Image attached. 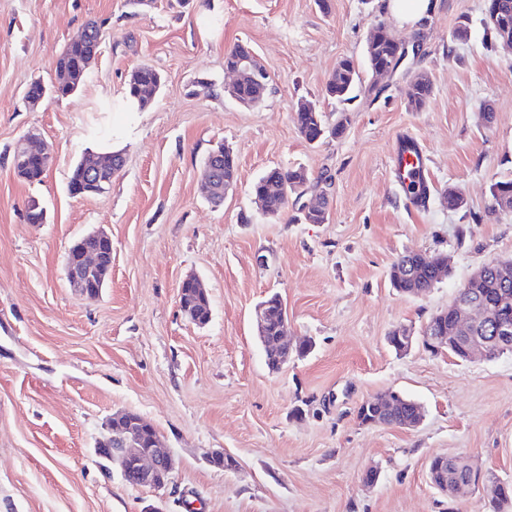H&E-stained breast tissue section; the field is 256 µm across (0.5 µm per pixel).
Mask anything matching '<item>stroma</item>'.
<instances>
[{
  "label": "stroma",
  "instance_id": "stroma-1",
  "mask_svg": "<svg viewBox=\"0 0 512 512\" xmlns=\"http://www.w3.org/2000/svg\"><path fill=\"white\" fill-rule=\"evenodd\" d=\"M432 2L410 26L387 0H329L326 12L315 0H0V512H481V491L452 499L431 484L430 458L448 454L512 483V355L462 362L418 340L403 354L387 343L398 326L421 331L478 268L512 257V210L489 191L512 178V49L485 35L487 0ZM91 20L104 40L84 83L28 104V85L51 77ZM380 21L420 50L377 81L365 37ZM239 43L269 75L250 108L224 91V54ZM345 57L361 82L343 103L325 88ZM143 64L163 74L159 96L138 112L112 108ZM421 76L433 92L415 112L406 103ZM306 100L328 122L346 114L345 133L308 143L293 122ZM29 135L52 153L36 184L11 165ZM404 140L427 158L421 205L395 176ZM219 142L237 156L238 182L216 207L199 182ZM111 150L124 158L111 185L70 195L73 166ZM273 167L311 178L276 218L250 195ZM451 187L466 207L442 202ZM322 195L326 222L306 223L303 201ZM34 201L45 223L27 222ZM97 230L112 239V271L83 299L66 255ZM409 252L446 254L449 277L397 292L389 271ZM191 273L211 300L202 327L178 308ZM272 292L291 340L313 342L277 371L252 319ZM392 391L423 406L420 425L361 424L359 406ZM119 411L156 426L173 459L163 489L128 485L97 454ZM216 450L232 468L210 462Z\"/></svg>",
  "mask_w": 512,
  "mask_h": 512
}]
</instances>
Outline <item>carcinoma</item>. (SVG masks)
Returning <instances> with one entry per match:
<instances>
[{
	"instance_id": "cac0c4a2",
	"label": "carcinoma",
	"mask_w": 512,
	"mask_h": 512,
	"mask_svg": "<svg viewBox=\"0 0 512 512\" xmlns=\"http://www.w3.org/2000/svg\"><path fill=\"white\" fill-rule=\"evenodd\" d=\"M85 40L82 42H69L57 58L54 74L49 82L35 81L26 91L25 99L29 102L41 98L47 94L57 97H67L75 93L83 84L89 68L90 61L97 54L101 40L100 26L95 21L85 25ZM366 58L369 69H378L397 66L398 48L389 32L377 25L372 26L366 37ZM360 82V74L354 61L343 58L336 64V70L328 82L327 90L331 97L343 102L351 99V95ZM164 85L162 73L149 65L137 68L135 75L128 78L124 90V96L120 106L125 110L136 108L142 110L148 107L157 98ZM268 87L254 80H248L237 88L236 97L244 103L258 105L266 96ZM432 92L431 82L417 80L412 84L409 92L408 106L413 110L423 108ZM297 129L302 137L309 143L319 141L326 136L340 137L346 130L348 118L342 113L332 125L326 123L323 112L310 101L299 103L293 116ZM218 148L208 153L204 160L203 171L209 174L211 196L209 201L220 204L224 201V179H236L237 161L235 156L224 158L215 156ZM309 182V176L305 169L274 167L263 172L251 185L252 196L262 201V211L265 215L275 218L281 214L288 204V196H303V187ZM67 188L69 193L76 197H89L103 192L107 185L101 184L92 187L83 171L82 163H77L70 174ZM405 191L420 203L428 197V187L425 181L411 176L409 183L405 185ZM490 193L496 205L501 202H512V179L499 180L491 184ZM406 257H400L391 267L389 279L394 288L405 293L411 288L426 290L434 286L436 277L427 270L420 271L416 277L408 278L401 274ZM502 288L499 273L488 270L482 289L486 297L492 302L491 309L496 312H512V285L509 286L511 300L503 305H498V290ZM183 301L196 312L199 322L206 324L211 316L210 297L206 293H198L193 289L184 290ZM484 512H512V486H508V495L497 492L483 497Z\"/></svg>"
}]
</instances>
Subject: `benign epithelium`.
Listing matches in <instances>:
<instances>
[{
  "label": "benign epithelium",
  "instance_id": "7a95c632",
  "mask_svg": "<svg viewBox=\"0 0 512 512\" xmlns=\"http://www.w3.org/2000/svg\"><path fill=\"white\" fill-rule=\"evenodd\" d=\"M486 23L493 25L499 31L501 42L512 46V23L509 22L507 6L500 4L490 7L486 13ZM238 72L235 73L236 83L242 78L250 77L256 81H267L268 74L262 69L254 53L249 52L238 61ZM48 158V147L42 143H34L30 139L21 140L17 147L14 165L20 170L32 166L36 161L45 163ZM88 174L101 182L110 174V163L103 157L83 164ZM109 254L100 247L83 246L79 263L73 265L68 272L67 281L75 291L83 296H89L88 273L106 264ZM487 270V266L478 269L463 285L458 297L448 309L439 314V320L426 326L421 333L424 346L435 352L448 348L454 342L463 347L464 353L471 356L482 354L490 356L491 348L500 349L512 346V320L491 319L479 289V284ZM253 319L256 330L261 331L273 319L281 321L279 336L271 344L273 354L277 357V366L288 362L293 354L301 352V345L288 342V315L286 306L279 304L274 309L272 305L262 301L254 308ZM396 351L404 353L412 347L413 333L405 327L393 330ZM387 414L362 421L364 425H384L388 422L399 421L400 428H414L421 419H405L398 417V405L392 399H387ZM110 434L107 442L112 447V458L121 467L122 473H133L139 487L159 489L165 486L172 469L169 454L160 446L157 429L147 423L142 417L123 412L114 416V422L109 424ZM480 480L476 483L464 482L457 477L450 478L443 473L442 478L435 484L442 493L450 498L457 497L468 490L478 488L482 494L495 493L500 483L487 473L479 472Z\"/></svg>",
  "mask_w": 512,
  "mask_h": 512
}]
</instances>
